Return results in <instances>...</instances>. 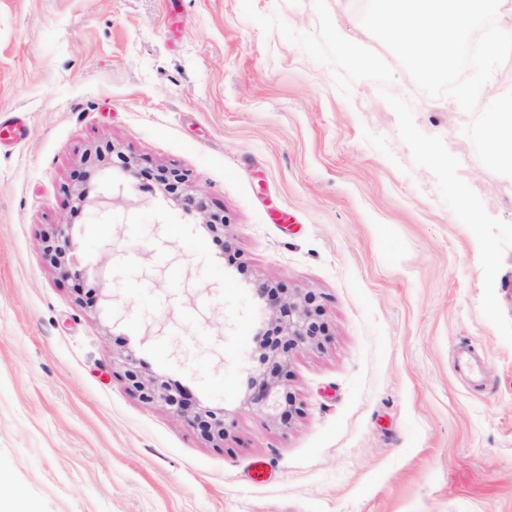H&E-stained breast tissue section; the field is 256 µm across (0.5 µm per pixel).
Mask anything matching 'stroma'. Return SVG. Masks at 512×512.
Returning <instances> with one entry per match:
<instances>
[{"label":"stroma","instance_id":"1","mask_svg":"<svg viewBox=\"0 0 512 512\" xmlns=\"http://www.w3.org/2000/svg\"><path fill=\"white\" fill-rule=\"evenodd\" d=\"M327 5L512 222L484 107L420 90L364 0ZM253 6L320 31L313 0ZM378 90L343 96L241 0H0V116L27 127L0 148V512H512V344L481 312L475 235ZM64 224L80 281L46 250ZM265 287L312 296L326 328L282 382L286 425L248 403ZM129 355L223 436L143 403ZM182 202L186 209L190 211H196L203 215L205 224L211 231L221 228L224 229V219L217 214L208 212L204 205L202 198L199 196L187 193L183 196Z\"/></svg>","mask_w":512,"mask_h":512}]
</instances>
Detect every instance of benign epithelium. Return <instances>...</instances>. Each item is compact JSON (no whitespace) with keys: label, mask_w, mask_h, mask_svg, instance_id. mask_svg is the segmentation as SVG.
<instances>
[{"label":"benign epithelium","mask_w":512,"mask_h":512,"mask_svg":"<svg viewBox=\"0 0 512 512\" xmlns=\"http://www.w3.org/2000/svg\"><path fill=\"white\" fill-rule=\"evenodd\" d=\"M182 202L186 209L202 214L204 224L210 230L224 228V219L208 212L199 196L187 193L183 196ZM268 300L273 320L270 332L277 334L278 340L265 347L263 361L266 364V370L252 380L253 392L249 403L271 420H279L286 424L292 413V399L281 392V377L294 356L301 350L321 344L325 336V325L309 297L287 299L271 292L268 294ZM127 362L126 377L139 393L142 401L148 404H166L173 414L188 419L207 437L224 436L223 415L206 408L196 407L187 391L167 381L159 378L143 379L133 357H127Z\"/></svg>","instance_id":"obj_1"}]
</instances>
